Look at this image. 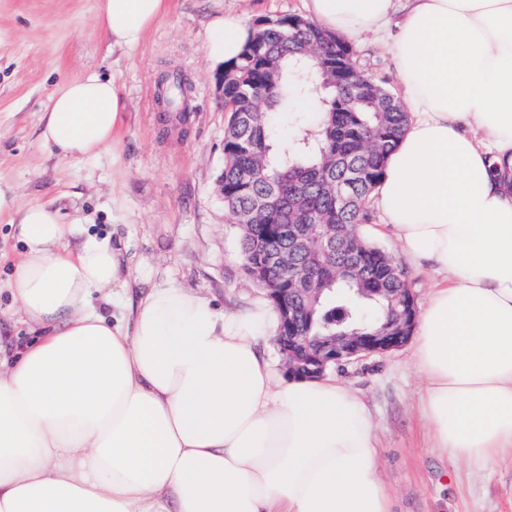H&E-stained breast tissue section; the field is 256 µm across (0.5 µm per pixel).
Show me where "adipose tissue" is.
Instances as JSON below:
<instances>
[{
  "label": "adipose tissue",
  "instance_id": "adipose-tissue-1",
  "mask_svg": "<svg viewBox=\"0 0 512 512\" xmlns=\"http://www.w3.org/2000/svg\"><path fill=\"white\" fill-rule=\"evenodd\" d=\"M326 32L381 35L413 116L372 194L409 261L436 280L410 344L435 448L468 468L512 454V0H305ZM168 0H98L131 52ZM252 34L212 20L211 60ZM126 103L95 71L53 92L41 141L63 156L114 144ZM0 222L24 250L9 289L31 335L0 359V512H392L365 394L297 378L261 348L277 309L228 312L174 282L131 318L106 315L126 272L110 241L66 246L50 203Z\"/></svg>",
  "mask_w": 512,
  "mask_h": 512
}]
</instances>
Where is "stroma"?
Here are the masks:
<instances>
[{
    "instance_id": "1",
    "label": "stroma",
    "mask_w": 512,
    "mask_h": 512,
    "mask_svg": "<svg viewBox=\"0 0 512 512\" xmlns=\"http://www.w3.org/2000/svg\"><path fill=\"white\" fill-rule=\"evenodd\" d=\"M98 0H0V188L17 207L51 203L77 224L68 248L85 236L119 248L130 278L128 301L175 281L201 291L228 311L252 306L264 292L245 275L239 229L224 208L216 179L224 166L222 66L207 54L210 22L223 13L245 24L305 14L304 0H170L168 13L140 47L113 54L96 23ZM358 68L391 92L400 85L391 57L372 39L353 43ZM87 70L110 75L126 110L113 147L94 158L61 157L41 143L53 91ZM186 83L185 118L164 111L162 79ZM379 212L358 233L385 250L408 275L417 303L432 276L416 270L396 239L377 235ZM23 250L12 225L0 223V348L29 335L18 322L7 282ZM372 409L384 454L381 468L396 512H512V457L482 470L431 449L419 410L421 379L409 347L368 356L337 370Z\"/></svg>"
}]
</instances>
